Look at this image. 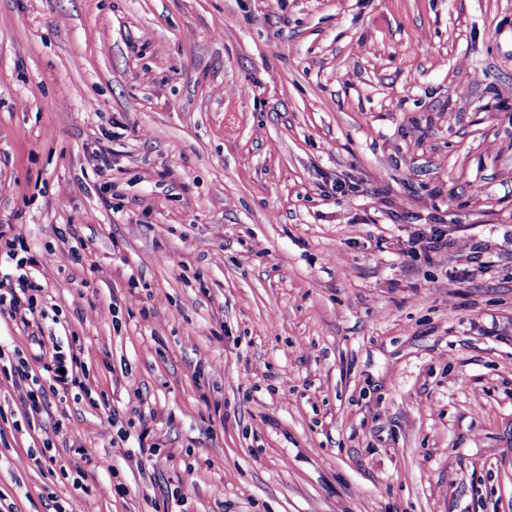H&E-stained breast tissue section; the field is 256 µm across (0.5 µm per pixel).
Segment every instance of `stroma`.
<instances>
[{
	"mask_svg": "<svg viewBox=\"0 0 512 512\" xmlns=\"http://www.w3.org/2000/svg\"><path fill=\"white\" fill-rule=\"evenodd\" d=\"M1 224L0 512H512V0H0ZM28 260L16 265L9 288L0 289V314H7L14 321L18 319L24 327H33V324L38 325V317L42 318L45 313L37 298L42 290L33 280L38 262L33 256ZM60 369H64L65 374H61ZM79 369L82 370V363L77 353L72 351L67 354L61 350L52 356L51 364L44 367L49 380L63 388L77 383ZM36 381L29 373L26 363L20 360L14 371L13 383L20 391V399L26 409V415L32 418L46 410L48 401V394L43 386L34 387L37 384Z\"/></svg>",
	"mask_w": 512,
	"mask_h": 512,
	"instance_id": "stroma-1",
	"label": "stroma"
}]
</instances>
